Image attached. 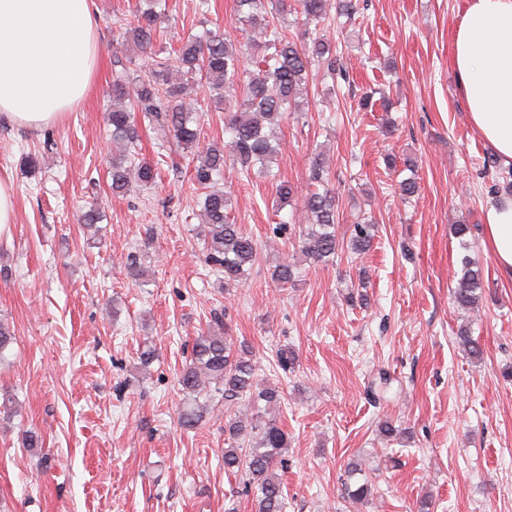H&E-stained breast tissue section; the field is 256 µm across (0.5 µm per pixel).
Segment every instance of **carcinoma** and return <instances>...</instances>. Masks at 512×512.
<instances>
[{"label":"carcinoma","mask_w":512,"mask_h":512,"mask_svg":"<svg viewBox=\"0 0 512 512\" xmlns=\"http://www.w3.org/2000/svg\"><path fill=\"white\" fill-rule=\"evenodd\" d=\"M330 0H237L252 31L247 43L267 54L252 59L247 68L243 51L234 49L227 40L209 30L189 34L183 41L175 62L152 58L156 26L166 16L167 0H138L137 24L125 29L124 45H133L150 61L148 74L132 83L119 74L112 81V109L107 112L111 127V189L126 195L137 184H149L157 177L156 169L137 161L133 152L138 141L136 116L157 124L172 133L177 145L192 166V178L202 191L201 212L208 225L206 263L211 271L224 276V287L246 283L258 258V245L240 224L230 220V194L215 187L223 176L224 166L232 162L244 171H256L261 177L270 173L279 153L278 140L271 129L288 119V112L299 107L298 91L307 79L309 66L323 65L330 75L340 69V59L332 43L320 36L299 42L279 29L280 20L295 13L303 23H320L328 14ZM208 85L210 96L228 103L224 107V130L228 142L201 143L199 111L192 110L186 98L197 84ZM329 169L324 157L316 155L309 170L313 190L304 198L311 222L298 235L297 248L310 260L323 262L338 254L341 248L336 234L338 220L335 195L327 188ZM280 206L295 196L290 182L280 180L274 187ZM375 224L363 218L354 224L350 249L364 255L372 247ZM271 279L281 286L295 285L296 266L284 260L275 265ZM484 289L483 272L475 259L465 254L460 258V277L452 290L454 304L463 312L478 308ZM180 384L188 394L179 415V424L190 430L203 417L205 407L196 396H215L230 402L247 399L256 407L250 424L228 417L224 421V469L242 473L245 486L255 490V512H283V484L275 472L285 464L283 453L288 448V434L262 408L280 402L279 388L262 385L253 359V350L243 344L235 347L233 338L225 335L223 322L206 335L194 339L189 364L184 368ZM264 407H259V403ZM372 495V482H364L347 490L350 507L365 505Z\"/></svg>","instance_id":"carcinoma-1"}]
</instances>
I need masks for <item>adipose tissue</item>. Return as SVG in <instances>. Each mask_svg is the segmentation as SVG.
Listing matches in <instances>:
<instances>
[{"instance_id": "obj_1", "label": "adipose tissue", "mask_w": 512, "mask_h": 512, "mask_svg": "<svg viewBox=\"0 0 512 512\" xmlns=\"http://www.w3.org/2000/svg\"><path fill=\"white\" fill-rule=\"evenodd\" d=\"M98 63L94 0H0V117L39 128L85 97ZM453 64L470 122L512 166V0H467ZM486 242L512 277V197L485 214Z\"/></svg>"}]
</instances>
